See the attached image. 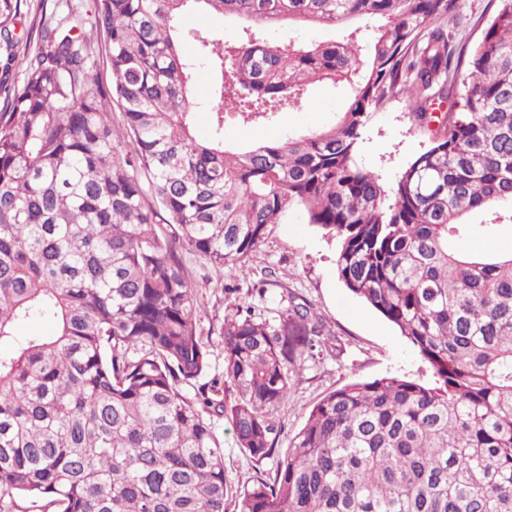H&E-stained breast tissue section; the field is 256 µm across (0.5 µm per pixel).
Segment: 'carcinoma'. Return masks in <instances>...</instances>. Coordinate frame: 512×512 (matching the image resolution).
Here are the masks:
<instances>
[{
	"instance_id": "1",
	"label": "carcinoma",
	"mask_w": 512,
	"mask_h": 512,
	"mask_svg": "<svg viewBox=\"0 0 512 512\" xmlns=\"http://www.w3.org/2000/svg\"><path fill=\"white\" fill-rule=\"evenodd\" d=\"M197 6L243 23L190 30ZM455 0H96L39 26L32 53L0 0V512H512V252L459 243L512 224V0H497L450 81L437 21ZM104 38L107 86L86 24ZM290 23L339 31L297 46ZM195 42L212 75L195 135ZM24 67V78L15 70ZM325 81L347 93L319 129L237 146L224 112L271 124ZM401 94L425 126L450 112L391 190L357 160ZM123 113L114 138L110 101ZM291 207L336 239L344 287L432 374L326 394L272 475L231 484L224 434L256 462L278 409L332 336L270 270L222 340L203 335L182 254L242 267ZM51 325L22 336L30 321ZM223 372H212L215 353Z\"/></svg>"
}]
</instances>
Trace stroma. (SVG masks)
Segmentation results:
<instances>
[{
    "label": "stroma",
    "mask_w": 512,
    "mask_h": 512,
    "mask_svg": "<svg viewBox=\"0 0 512 512\" xmlns=\"http://www.w3.org/2000/svg\"><path fill=\"white\" fill-rule=\"evenodd\" d=\"M494 11L492 0H457L453 12L442 18L448 31L449 51L475 41ZM344 95L327 84L314 86L307 101L293 111L279 113L274 124L245 125L226 114L224 136L235 144H247L288 132L316 128L331 122L341 111ZM436 124L420 126L408 103L392 97L372 115L359 142L358 160L376 172L384 187L418 153L427 149ZM336 242L317 226L305 223L297 210H288L279 223L269 225L264 241L248 263L234 270H219L204 259L186 255L189 278L198 288L203 332L219 341L227 313L224 291L237 289L240 298L250 296L261 268L275 271L283 288L310 302L343 349L340 359H326L305 367L277 417L282 425L274 458L254 462L237 448L232 432L224 434V466L228 478L243 483L256 471L273 473L284 459L291 438L304 424L311 408L328 392L355 380L386 375L429 381L430 372L397 328L352 295L338 279Z\"/></svg>",
    "instance_id": "stroma-1"
}]
</instances>
